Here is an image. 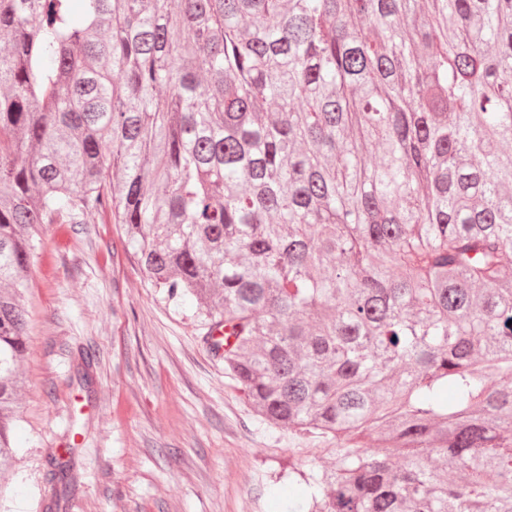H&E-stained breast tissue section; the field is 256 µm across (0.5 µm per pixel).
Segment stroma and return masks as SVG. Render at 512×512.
I'll use <instances>...</instances> for the list:
<instances>
[{
  "mask_svg": "<svg viewBox=\"0 0 512 512\" xmlns=\"http://www.w3.org/2000/svg\"><path fill=\"white\" fill-rule=\"evenodd\" d=\"M28 285L5 512H284L288 464L334 463L322 439L259 423L195 304L165 300L111 214L47 225Z\"/></svg>",
  "mask_w": 512,
  "mask_h": 512,
  "instance_id": "1",
  "label": "stroma"
}]
</instances>
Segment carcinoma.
<instances>
[{
  "instance_id": "obj_1",
  "label": "carcinoma",
  "mask_w": 512,
  "mask_h": 512,
  "mask_svg": "<svg viewBox=\"0 0 512 512\" xmlns=\"http://www.w3.org/2000/svg\"><path fill=\"white\" fill-rule=\"evenodd\" d=\"M108 210L336 448L289 512H512V0H0V498L31 258Z\"/></svg>"
}]
</instances>
